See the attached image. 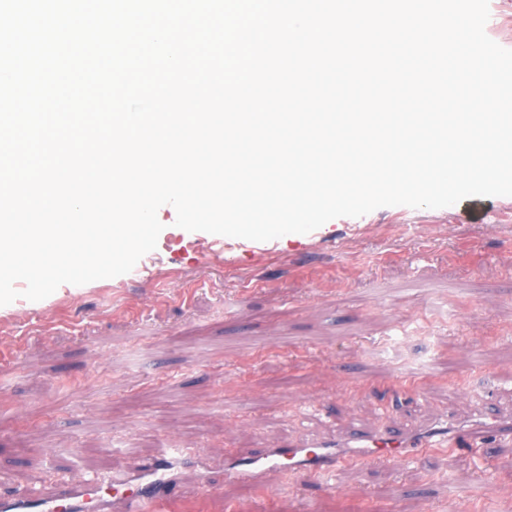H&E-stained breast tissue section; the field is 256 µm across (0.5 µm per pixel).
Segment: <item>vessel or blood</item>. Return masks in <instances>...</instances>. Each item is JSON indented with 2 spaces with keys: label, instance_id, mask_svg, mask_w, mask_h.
Instances as JSON below:
<instances>
[{
  "label": "vessel or blood",
  "instance_id": "obj_1",
  "mask_svg": "<svg viewBox=\"0 0 512 512\" xmlns=\"http://www.w3.org/2000/svg\"><path fill=\"white\" fill-rule=\"evenodd\" d=\"M512 434V424L501 428L477 426L463 431H438L413 437H394L385 432H354L340 452L317 440L272 448L260 455L239 453L234 469L238 477L259 479L270 467L294 477H311L327 482L338 466L354 463L376 448H391L396 458L408 461L430 448H463L473 441ZM197 450L162 448L140 470H108L89 478L63 481L54 496L27 492L9 502H0V512H105L104 491H125L128 512H167L175 494L176 475L181 465L199 462Z\"/></svg>",
  "mask_w": 512,
  "mask_h": 512
}]
</instances>
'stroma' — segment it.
Wrapping results in <instances>:
<instances>
[{"label":"stroma","mask_w":512,"mask_h":512,"mask_svg":"<svg viewBox=\"0 0 512 512\" xmlns=\"http://www.w3.org/2000/svg\"><path fill=\"white\" fill-rule=\"evenodd\" d=\"M123 275L0 306V498L197 448L172 512H512V440L230 478L231 450L512 420V196L387 206L211 254L162 206ZM415 389L400 385L404 377Z\"/></svg>","instance_id":"stroma-1"}]
</instances>
